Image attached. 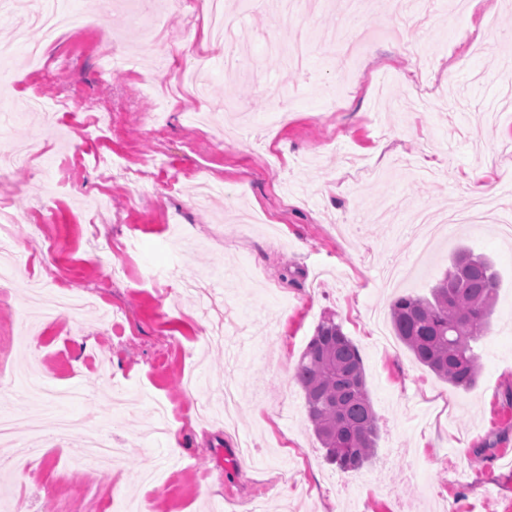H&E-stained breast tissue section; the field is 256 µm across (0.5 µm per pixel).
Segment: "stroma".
<instances>
[{
  "label": "stroma",
  "instance_id": "stroma-1",
  "mask_svg": "<svg viewBox=\"0 0 512 512\" xmlns=\"http://www.w3.org/2000/svg\"><path fill=\"white\" fill-rule=\"evenodd\" d=\"M315 2L287 19L277 0H224L243 67L232 79L208 0H148L145 39L108 8L47 49L45 72L25 45L0 62V145L36 142L31 163L0 173L24 255L0 295V407L45 434L37 476L18 453L0 479L12 512H122L137 498L148 512H246L253 500L262 512H512V240L494 223L455 224L418 265L410 232L418 210L468 207L475 171L512 182V0H418L428 20L405 26L409 52L383 13L362 17L355 64L319 39L350 27L345 0ZM300 34L308 62L291 70L267 43ZM419 54L431 66L416 91ZM270 84L287 96L280 124ZM106 109L121 124H85ZM128 166L147 178L132 182ZM462 249L490 259L500 283L470 391L379 336L392 299L429 296ZM34 280L98 292L103 306L35 323V349L19 338ZM329 316L359 349L378 420L376 456L357 471L326 461L294 380ZM29 378L89 400L49 410L18 398ZM228 381L234 425L200 419ZM57 413L75 422L62 440ZM93 428L120 441V460L75 455ZM48 477L62 492L47 506Z\"/></svg>",
  "mask_w": 512,
  "mask_h": 512
}]
</instances>
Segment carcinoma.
<instances>
[{
    "mask_svg": "<svg viewBox=\"0 0 512 512\" xmlns=\"http://www.w3.org/2000/svg\"><path fill=\"white\" fill-rule=\"evenodd\" d=\"M497 290L491 262L462 250L430 297L404 295L392 301L393 331L420 365L470 391L481 372L472 343L488 327ZM294 379L304 392L307 419L327 461L342 471L368 464L375 454L377 419L358 348L335 319L318 324Z\"/></svg>",
    "mask_w": 512,
    "mask_h": 512,
    "instance_id": "carcinoma-1",
    "label": "carcinoma"
}]
</instances>
